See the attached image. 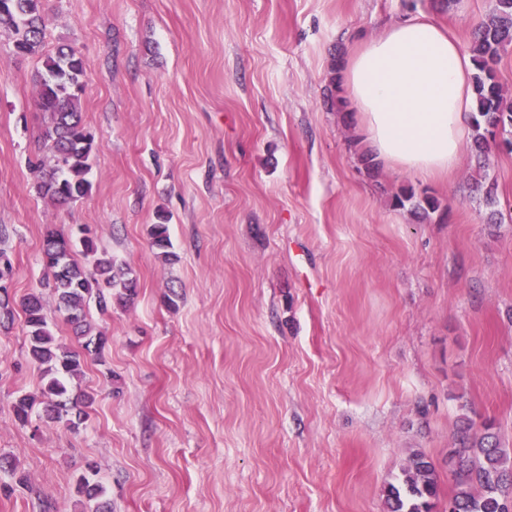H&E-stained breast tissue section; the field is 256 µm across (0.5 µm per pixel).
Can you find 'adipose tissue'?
Listing matches in <instances>:
<instances>
[{
    "label": "adipose tissue",
    "mask_w": 512,
    "mask_h": 512,
    "mask_svg": "<svg viewBox=\"0 0 512 512\" xmlns=\"http://www.w3.org/2000/svg\"><path fill=\"white\" fill-rule=\"evenodd\" d=\"M473 63L436 22L385 27L343 64L339 81L377 160L421 177L452 171L475 109Z\"/></svg>",
    "instance_id": "1"
}]
</instances>
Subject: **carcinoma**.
<instances>
[{"mask_svg":"<svg viewBox=\"0 0 512 512\" xmlns=\"http://www.w3.org/2000/svg\"><path fill=\"white\" fill-rule=\"evenodd\" d=\"M0 28L13 35L16 54L42 53L45 38L43 0H0ZM512 46V0H498V14L489 22H478L471 30L468 46L475 73L473 90L475 112L471 116L474 130L472 151L485 155L491 146L501 144L512 151V103L505 101L497 78L496 64L507 47ZM84 62L75 50L63 44L43 57L39 73L37 102L49 115L43 132V148L49 163H40L37 189L58 204L84 197L91 189L87 179L94 137L85 127L80 100L85 91ZM411 208L428 218L441 210L439 199L426 192L418 195L411 188L394 196L393 206ZM168 217L150 227L151 246L164 261L175 259L171 252ZM81 246L87 263L74 259ZM43 263L51 279L57 306L67 312L76 332L88 337L84 349L103 357L107 336L101 331L91 334L85 310L91 299L106 312L112 300L125 302L136 294L137 281L104 252H98L91 236L78 240L53 229L47 230L43 244ZM28 330L30 358L43 367L44 383L38 392L23 394L13 404L16 418L28 421L36 404L44 405L46 422L61 423L71 411L78 419L88 417L87 409L95 402L91 393L74 400L66 398V379L77 376L84 359L75 351L56 344L45 314L41 294L33 292L21 302ZM448 471L455 492L448 498L451 512H512V453L502 447L494 424L462 417L448 449ZM78 493L96 500L104 489L85 475L77 485ZM440 487L435 466L422 453H414L402 471V478L385 490L387 512H435Z\"/></svg>","mask_w":512,"mask_h":512,"instance_id":"cac0c4a2","label":"carcinoma"}]
</instances>
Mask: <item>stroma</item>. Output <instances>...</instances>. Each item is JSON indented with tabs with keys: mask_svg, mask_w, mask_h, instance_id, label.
Segmentation results:
<instances>
[{
	"mask_svg": "<svg viewBox=\"0 0 512 512\" xmlns=\"http://www.w3.org/2000/svg\"><path fill=\"white\" fill-rule=\"evenodd\" d=\"M497 0H46L43 51L74 46L93 134L90 193L38 195L47 116L41 56L0 29V512H385L384 489L423 452L451 495L460 419H494L512 449V153L431 180L350 145L322 104L337 58L385 22L425 16L468 45ZM494 182V204L483 183ZM428 190L448 209L390 204ZM168 217L167 263L150 245ZM90 228L136 277L135 296L87 319L108 338L71 393L96 401L78 430L29 423L15 399L43 384L18 305L42 292L57 342L83 337L45 290L47 229Z\"/></svg>",
	"mask_w": 512,
	"mask_h": 512,
	"instance_id": "1",
	"label": "stroma"
}]
</instances>
